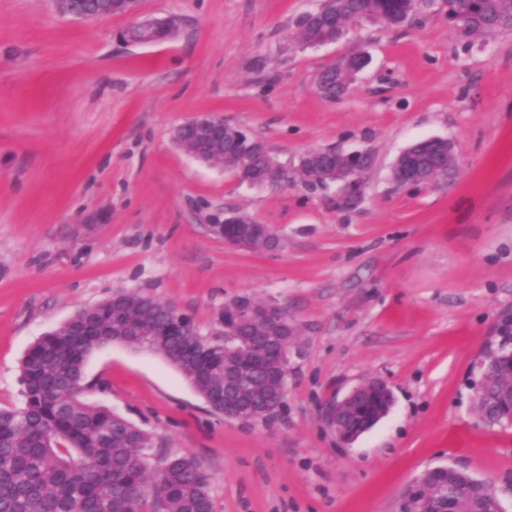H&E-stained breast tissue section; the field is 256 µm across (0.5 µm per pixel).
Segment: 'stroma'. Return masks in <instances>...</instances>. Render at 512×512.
Returning <instances> with one entry per match:
<instances>
[{
    "mask_svg": "<svg viewBox=\"0 0 512 512\" xmlns=\"http://www.w3.org/2000/svg\"><path fill=\"white\" fill-rule=\"evenodd\" d=\"M316 0H141L176 20L162 42H124L133 19L61 16L53 0H0V406L22 402L20 365L78 309L124 289L176 305L202 332L246 293L299 331L287 407L265 424L214 414L163 356L94 350L88 401L153 432L157 453L200 459L214 512H401L425 470L491 482L512 512V427L485 425L469 383L512 317V33L463 42L445 0L398 27L353 23L304 47ZM368 67L336 100L321 69L352 52ZM211 112L282 159L369 152L361 201L335 191L239 185L197 163L174 129ZM451 140L453 184H395L413 141ZM245 215L283 246L252 254L209 232ZM368 379L394 403L341 444L321 407Z\"/></svg>",
    "mask_w": 512,
    "mask_h": 512,
    "instance_id": "35a3bbf8",
    "label": "stroma"
}]
</instances>
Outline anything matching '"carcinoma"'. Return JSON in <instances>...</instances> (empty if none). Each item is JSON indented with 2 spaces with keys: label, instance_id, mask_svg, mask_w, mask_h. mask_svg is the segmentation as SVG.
I'll use <instances>...</instances> for the list:
<instances>
[{
  "label": "carcinoma",
  "instance_id": "cac0c4a2",
  "mask_svg": "<svg viewBox=\"0 0 512 512\" xmlns=\"http://www.w3.org/2000/svg\"><path fill=\"white\" fill-rule=\"evenodd\" d=\"M417 8L416 0H321L298 21L299 38L334 43L344 27L367 16L397 26ZM448 14L465 18L463 38L512 30V0H448ZM160 31L129 29L124 39L150 43ZM359 53L323 68L318 90L330 100L347 94L357 74ZM224 167L239 184H256L272 174L277 158L262 140L227 125L218 139ZM405 158L423 165L436 181H448V143L424 139ZM371 156L320 150L293 166L288 183L308 189L322 183L326 170L362 179ZM250 223L211 224L212 234L238 242ZM282 240L268 231L250 239L255 253L276 250ZM151 326L168 335L150 336ZM239 335L254 340L267 334L262 322L242 323ZM112 343L133 345L162 355L174 365L217 414H224V337L203 334L176 307L148 296L121 293L78 310L69 321L41 337L22 360V405L0 407V512H213L209 478L191 455H166L156 466L154 435L103 405L86 402L83 368L92 351ZM493 375L474 388L473 406L489 425L506 423L512 410V370L492 363ZM393 404L387 385L373 386L365 399L345 411L343 435L358 437L372 428ZM440 501L450 512H496L490 492L469 473L450 469L438 476Z\"/></svg>",
  "mask_w": 512,
  "mask_h": 512
}]
</instances>
